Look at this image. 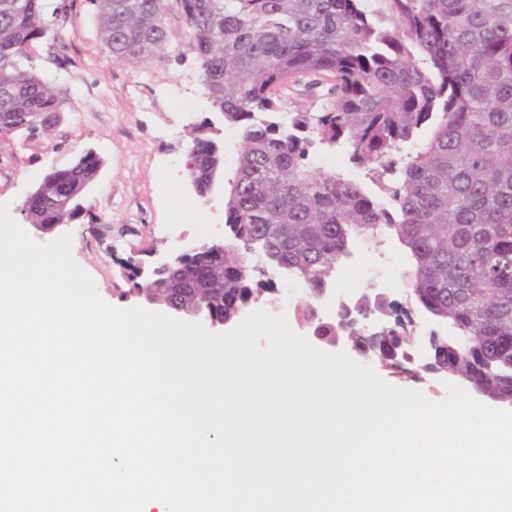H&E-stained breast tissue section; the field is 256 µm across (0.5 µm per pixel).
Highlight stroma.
<instances>
[{
    "instance_id": "stroma-1",
    "label": "stroma",
    "mask_w": 512,
    "mask_h": 512,
    "mask_svg": "<svg viewBox=\"0 0 512 512\" xmlns=\"http://www.w3.org/2000/svg\"><path fill=\"white\" fill-rule=\"evenodd\" d=\"M43 3L44 19L66 44L70 62L58 67L41 47L32 64L46 83L67 91L70 103L55 130L0 138V203H9L14 220L26 225L22 205L31 188L49 170L94 150L103 167L84 194L83 216L70 229L72 256L106 302L132 308L135 299L120 292L127 287L124 268L140 251H169L182 237L225 236L224 194L237 170L239 137L224 127L204 94L198 63L184 50L185 28L175 0L168 4L165 47L134 62L115 60L105 50L85 0H76L64 19L53 15L56 0ZM205 120L223 127L225 158L212 191L202 197L191 185L188 162L190 130ZM312 160L321 170L344 173L387 204L368 169L352 165L347 155L319 145ZM352 251V295L386 288L391 299L405 303L409 260L394 239L359 241Z\"/></svg>"
}]
</instances>
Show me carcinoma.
I'll list each match as a JSON object with an SVG mask.
<instances>
[{
  "label": "carcinoma",
  "instance_id": "carcinoma-1",
  "mask_svg": "<svg viewBox=\"0 0 512 512\" xmlns=\"http://www.w3.org/2000/svg\"><path fill=\"white\" fill-rule=\"evenodd\" d=\"M186 49L200 65L205 95L241 133L240 163L224 197V277L207 287L190 268L145 288L134 277L122 296L201 309L224 322L270 290L249 270L248 247L264 246L308 285L297 312L324 341L347 336L356 352L387 368H418L417 311L455 334L426 336V368L512 404V0H176ZM105 49L141 59L167 41V0H90ZM49 33L42 0H0V118L30 113L62 122L66 97L30 65ZM301 96L317 110L288 111ZM430 130L413 153L403 146ZM192 181L208 193L222 150L196 129ZM341 147L353 163L387 178L391 208L340 172L312 166L315 143ZM103 160L79 157L44 176L92 183ZM82 212L51 205L35 220L45 232ZM388 233L411 259L402 306L379 294L353 310L386 314L366 335L348 308L325 318L315 299L331 288L354 242Z\"/></svg>",
  "mask_w": 512,
  "mask_h": 512
}]
</instances>
